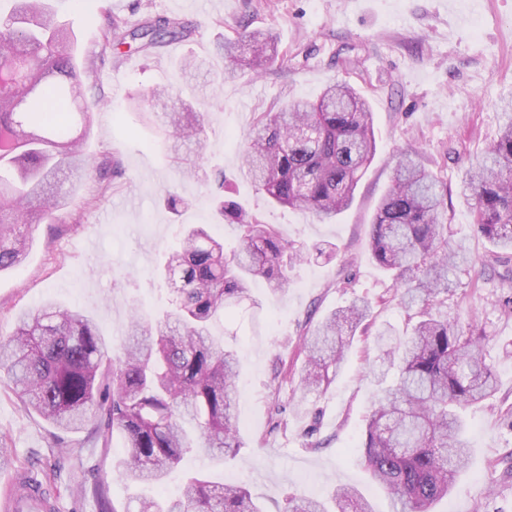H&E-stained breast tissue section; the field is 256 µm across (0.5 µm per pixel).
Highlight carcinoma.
Segmentation results:
<instances>
[{"instance_id": "cac0c4a2", "label": "carcinoma", "mask_w": 512, "mask_h": 512, "mask_svg": "<svg viewBox=\"0 0 512 512\" xmlns=\"http://www.w3.org/2000/svg\"><path fill=\"white\" fill-rule=\"evenodd\" d=\"M189 35L180 21L158 19L127 31L112 17L102 32L109 46L138 40L143 50ZM75 44L47 0H18L10 14L0 15V74L8 77L0 84V272L26 257L24 228L51 221L66 204L64 184L75 188L92 168L82 144L99 103L84 97L89 75ZM277 55L268 34L242 32L224 43V78L244 67L261 69ZM171 100L166 89L153 90L148 100L164 137L203 146L204 116ZM504 116L499 139L471 164L465 191L475 232L498 249L511 280L512 111ZM375 153L369 103L337 83L314 102L258 113L245 136L243 169L270 203L332 221L352 204ZM198 159L177 154L173 162L194 175ZM394 170L368 247L391 274L399 303L418 308L419 321L408 336L390 325L375 332L382 363L371 370L379 394L366 425L363 464L393 512H432L468 464L461 410L491 398L497 387L479 339L437 312L450 290L448 272L466 253L464 243H448V188L412 153H400ZM217 184L215 217L238 226L239 247L228 256L206 227L186 229L158 268L174 285L175 310L155 324L134 310L117 361L103 364L108 347L94 319L52 302L22 313L13 334L0 341V372L24 406L65 432L92 426L105 447L115 434L124 439L116 474L130 485L162 484L193 450L228 454L239 447V357L210 328L249 297L251 282L263 278L282 291L288 269L304 260L272 225L224 197L226 180ZM370 315L371 303L355 300L315 326L306 340L303 394L333 382ZM394 367L399 375L388 384ZM138 512L265 510L238 484L194 477L178 498H144ZM278 512L372 509L357 491L337 488L326 499L289 497Z\"/></svg>"}]
</instances>
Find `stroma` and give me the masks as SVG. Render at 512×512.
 Returning a JSON list of instances; mask_svg holds the SVG:
<instances>
[{
	"label": "stroma",
	"instance_id": "1",
	"mask_svg": "<svg viewBox=\"0 0 512 512\" xmlns=\"http://www.w3.org/2000/svg\"><path fill=\"white\" fill-rule=\"evenodd\" d=\"M59 13L77 40V59L94 66L90 91L102 95L84 152L97 172L76 190L52 223L29 231L26 259L0 273V336L18 316L45 301L81 309L103 332L109 357L121 352L132 309L160 317L172 308L170 285L154 270L173 249L186 224L210 225L232 252L240 232L215 223L205 203L216 170L235 181V201L296 246L332 247L333 260L313 255L288 271L284 291L264 282L213 336L234 344L241 357L235 413L240 424L234 457L187 456L165 489L177 494L185 476L246 485L266 512L288 496H324L357 489L374 512H392L386 493L361 465L365 428L377 400L367 375L376 363L371 333L357 332L335 381L309 395L299 415L286 412L306 361L304 336L331 311L364 298L372 324L402 334L413 310L399 305L391 279L373 262L369 226L393 177L394 157L405 149L448 185V240L465 242L470 262L450 272L455 288L442 307L459 326L483 337L497 377V392L462 413L469 464L452 494L434 512H512V283L493 270L490 244L475 233L462 188L472 161L497 140L501 106L512 102V0H95L90 9L59 0ZM134 27L167 17L190 24L188 39L141 51L105 50L104 10ZM270 34L278 57L267 69L222 79L224 41L238 25ZM206 60L207 71L182 69L186 54ZM346 82L364 95L374 114L376 156L352 205L331 223L271 204L240 175L244 133L255 113L292 100L316 99L332 83ZM169 89L174 101L204 115L205 146L197 176L170 163L173 141L130 109L129 97ZM173 191L188 201L180 214L163 203ZM0 444L9 459L0 478L26 463L58 473L57 512H125L131 492L113 465L121 438L102 447L84 430L61 431L26 411L0 381Z\"/></svg>",
	"mask_w": 512,
	"mask_h": 512
}]
</instances>
